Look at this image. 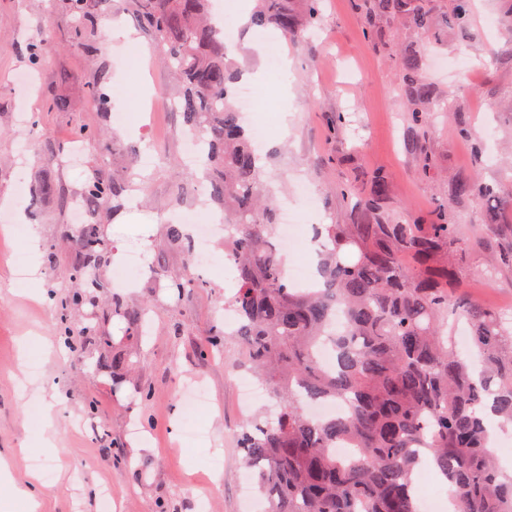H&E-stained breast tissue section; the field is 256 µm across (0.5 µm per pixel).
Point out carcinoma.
<instances>
[{
	"instance_id": "obj_1",
	"label": "carcinoma",
	"mask_w": 512,
	"mask_h": 512,
	"mask_svg": "<svg viewBox=\"0 0 512 512\" xmlns=\"http://www.w3.org/2000/svg\"><path fill=\"white\" fill-rule=\"evenodd\" d=\"M254 23L292 38L304 30L293 0H255ZM141 23L165 47L164 63L179 77V107L207 146L208 190L232 219L224 241L233 263L232 332L240 365L280 402L273 417L246 419L239 435L244 465L257 475L264 512H416L413 475L432 463L448 480L455 512H512V475L488 450L486 412L512 427V322L493 308L462 302L449 290L457 273L456 225L328 224L321 249L319 288H298L285 274L276 244L275 209L263 192L261 155L233 102L239 72L209 0H135ZM76 34L96 23L95 0H63ZM379 8L426 31L423 0H380ZM29 49L43 60L53 29ZM410 93L421 107L429 87L407 58ZM121 184H86L88 204L117 196ZM83 263L71 276L91 277L105 243L97 228L76 230ZM512 268V246L488 255ZM178 296L204 288L185 275ZM462 317L471 347L458 349L448 318ZM64 336L101 337L96 324L66 328ZM331 348L327 367L318 350ZM330 398L340 415L312 419L304 398ZM343 443L350 455L336 454Z\"/></svg>"
}]
</instances>
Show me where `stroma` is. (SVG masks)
<instances>
[{"label": "stroma", "instance_id": "obj_1", "mask_svg": "<svg viewBox=\"0 0 512 512\" xmlns=\"http://www.w3.org/2000/svg\"><path fill=\"white\" fill-rule=\"evenodd\" d=\"M427 6L433 23L420 32L380 12L377 0H320L309 37L281 40L290 63L274 80L255 46L270 31L237 29L236 59L255 75L261 109L273 115L262 148L264 179L283 205L293 203L297 183L307 184L312 224H430L447 214L465 249L457 293L512 316V271L488 266L485 229L491 218L512 225V0H470L464 19L456 0ZM98 14L99 27L82 45L60 0H0V200L12 201L0 203V224L14 223L19 207L37 222L41 246L28 252L29 269L45 292L39 300L14 285L13 255L28 251L26 240H0V462L12 485L34 486L37 512H247L260 499L238 448L250 413L241 387L252 376L236 366L235 338L225 339L223 355L201 356L233 292L232 274L219 260L205 287L181 298L169 289L190 257L171 245L168 227L194 207L206 174L184 159L190 130L168 105L176 80L133 0H101ZM47 17L54 47L35 67L29 49L41 42ZM129 33L150 49L141 64L156 103L146 127L113 122L141 86L126 58ZM412 50L434 98L420 127L406 85ZM96 87L110 94L107 110L93 100ZM24 114L38 118L42 133L22 152ZM83 127L105 135L81 142ZM78 146L82 155L67 164ZM144 149L157 162L139 171ZM477 176L491 189L482 199L460 190ZM96 178L123 181V194L82 206L83 188ZM380 178L387 183L381 196ZM47 181L54 185L49 197L40 193ZM80 218L96 225L106 244L91 286L70 277L83 257L73 233ZM135 251L143 255L141 269L117 279ZM76 292L85 302L60 313L58 301ZM125 310L143 313L142 335L127 333ZM88 321L112 343H87L74 357L64 328ZM116 350L128 354L133 373L117 388L106 365ZM192 386L203 389L205 402L190 439L178 428L181 392ZM58 391L68 409L45 420L41 410ZM91 401L97 414L87 410ZM49 436L51 454L41 446ZM216 470L223 474L217 486Z\"/></svg>", "mask_w": 512, "mask_h": 512}]
</instances>
